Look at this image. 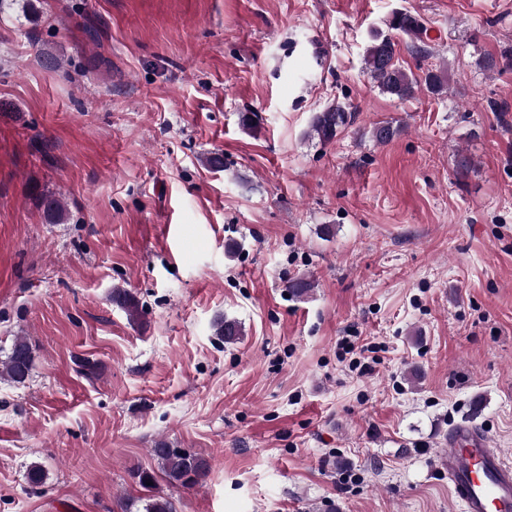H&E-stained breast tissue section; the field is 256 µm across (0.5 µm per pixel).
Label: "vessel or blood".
<instances>
[{"label": "vessel or blood", "instance_id": "vessel-or-blood-1", "mask_svg": "<svg viewBox=\"0 0 512 512\" xmlns=\"http://www.w3.org/2000/svg\"><path fill=\"white\" fill-rule=\"evenodd\" d=\"M441 464L462 512H512V463L480 431L450 430Z\"/></svg>", "mask_w": 512, "mask_h": 512}]
</instances>
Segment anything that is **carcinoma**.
<instances>
[{"label":"carcinoma","instance_id":"1","mask_svg":"<svg viewBox=\"0 0 512 512\" xmlns=\"http://www.w3.org/2000/svg\"><path fill=\"white\" fill-rule=\"evenodd\" d=\"M389 26L391 29L410 37L413 40V51L419 55L429 53L424 40L426 28L421 17L411 12H396ZM398 43L388 36H375L364 56L365 69L377 87L384 93L400 100L415 97L425 90L433 95H441L447 91V75L442 69H430L422 76L406 70L398 60ZM480 67L488 72L500 71L501 67L512 65V51L505 50L500 57L488 55L479 61ZM355 112L341 103H333L313 118L310 136L323 143L333 141L339 133L352 126ZM398 128L391 123H379L370 130L371 137L380 144L392 140ZM40 205L48 221L56 223L64 212V203L56 194H41ZM112 300L133 317L138 312V304L124 290L113 291ZM217 334L226 343H234L243 335L241 324L234 319H224L217 326ZM33 369L32 346L24 336H18L6 354L0 359V378L14 384L25 383ZM158 461L161 473L168 482L183 488H193L202 484L210 470L209 460L197 452L183 448H171L160 442L151 449ZM142 512H176L172 500L150 495L143 499Z\"/></svg>","mask_w":512,"mask_h":512}]
</instances>
